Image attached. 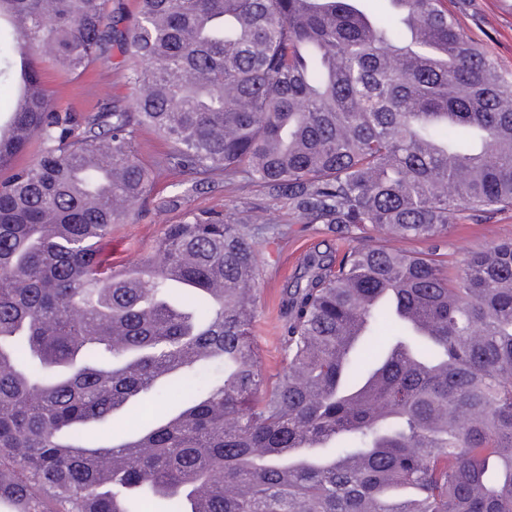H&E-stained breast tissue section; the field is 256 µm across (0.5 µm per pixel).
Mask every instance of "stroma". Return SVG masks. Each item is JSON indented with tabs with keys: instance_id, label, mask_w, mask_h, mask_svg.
I'll return each instance as SVG.
<instances>
[{
	"instance_id": "35a3bbf8",
	"label": "stroma",
	"mask_w": 512,
	"mask_h": 512,
	"mask_svg": "<svg viewBox=\"0 0 512 512\" xmlns=\"http://www.w3.org/2000/svg\"><path fill=\"white\" fill-rule=\"evenodd\" d=\"M448 8L460 21L466 36L479 45L505 73L512 72V0H448ZM119 54L99 61L81 76L74 77L45 68L44 77L60 107L77 111L90 109L96 102L124 93ZM215 209L230 219L263 210L271 224L286 230L283 246L258 241L261 258L258 317L255 340L267 374H275L282 358L281 306L284 280L303 262L313 243L340 244L332 224H297L292 220L287 199L270 196L267 189L243 177H218L215 188L197 193L176 185L166 186L147 204L135 205L131 223L115 228L112 248L116 260L135 262L148 252L163 225L173 223L188 211ZM512 239V211H503L463 221L448 235L444 249L449 265L494 241Z\"/></svg>"
}]
</instances>
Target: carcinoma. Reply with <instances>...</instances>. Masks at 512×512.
<instances>
[{"label": "carcinoma", "instance_id": "cac0c4a2", "mask_svg": "<svg viewBox=\"0 0 512 512\" xmlns=\"http://www.w3.org/2000/svg\"><path fill=\"white\" fill-rule=\"evenodd\" d=\"M136 2L0 0L19 86L0 127V503L512 512V239L457 267L440 253L454 225L512 210V76L448 0ZM114 48L132 100L59 108L42 59L77 76ZM145 128L168 144L151 161ZM162 172L195 191L241 176L348 239L285 288L277 373L254 339L255 238L283 235L262 213L189 212L115 277L112 231ZM172 375L179 414L84 442Z\"/></svg>", "mask_w": 512, "mask_h": 512}]
</instances>
